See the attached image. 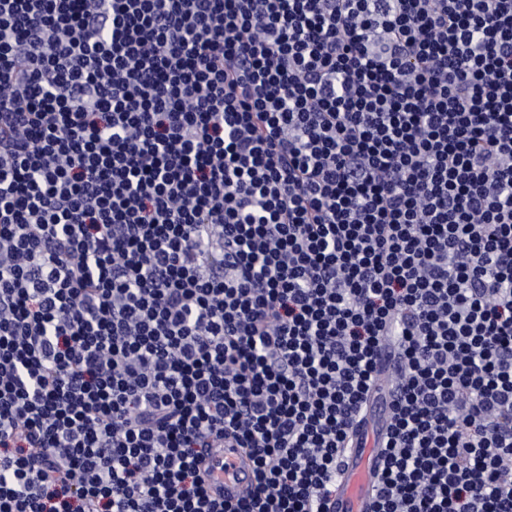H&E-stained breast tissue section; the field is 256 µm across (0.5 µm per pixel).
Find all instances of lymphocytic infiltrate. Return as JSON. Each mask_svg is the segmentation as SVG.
Listing matches in <instances>:
<instances>
[{
  "label": "lymphocytic infiltrate",
  "mask_w": 512,
  "mask_h": 512,
  "mask_svg": "<svg viewBox=\"0 0 512 512\" xmlns=\"http://www.w3.org/2000/svg\"><path fill=\"white\" fill-rule=\"evenodd\" d=\"M384 379L512 512V0H0V512H329ZM224 460L233 461L238 468L236 479H229L223 471ZM206 462L211 476V491L223 496L226 501L238 499L246 490L251 479L250 457L242 448H212Z\"/></svg>",
  "instance_id": "f902f5d3"
}]
</instances>
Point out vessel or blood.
<instances>
[{"label":"vessel or blood","mask_w":512,"mask_h":512,"mask_svg":"<svg viewBox=\"0 0 512 512\" xmlns=\"http://www.w3.org/2000/svg\"><path fill=\"white\" fill-rule=\"evenodd\" d=\"M211 490L225 500L238 499L251 479L250 458L240 448H214L206 458ZM378 470V451L372 446H353L336 477L333 512H372Z\"/></svg>","instance_id":"1"}]
</instances>
